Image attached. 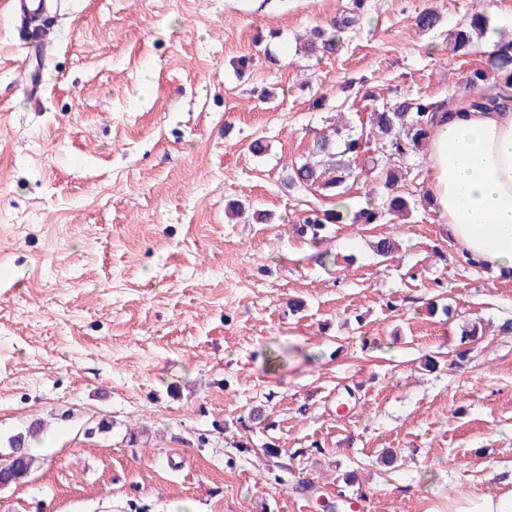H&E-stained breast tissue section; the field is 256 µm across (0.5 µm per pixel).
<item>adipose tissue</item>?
I'll return each instance as SVG.
<instances>
[{
	"label": "adipose tissue",
	"mask_w": 512,
	"mask_h": 512,
	"mask_svg": "<svg viewBox=\"0 0 512 512\" xmlns=\"http://www.w3.org/2000/svg\"><path fill=\"white\" fill-rule=\"evenodd\" d=\"M429 197L449 239L490 277L512 279V103L439 109L431 127Z\"/></svg>",
	"instance_id": "obj_1"
}]
</instances>
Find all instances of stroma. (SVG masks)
Here are the masks:
<instances>
[{
    "label": "stroma",
    "instance_id": "stroma-1",
    "mask_svg": "<svg viewBox=\"0 0 512 512\" xmlns=\"http://www.w3.org/2000/svg\"><path fill=\"white\" fill-rule=\"evenodd\" d=\"M12 3L0 454L43 431L0 512H439L512 491V280L462 262L425 202L427 153L400 163L409 216L315 240L305 213L358 206L378 169L355 158L340 199L282 182L331 123L469 98L491 50L459 56L448 32L477 11L511 36L512 0H67L36 102ZM425 9L442 23L420 33ZM348 16L334 54L297 52Z\"/></svg>",
    "mask_w": 512,
    "mask_h": 512
}]
</instances>
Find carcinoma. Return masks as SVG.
Wrapping results in <instances>:
<instances>
[{
	"label": "carcinoma",
	"mask_w": 512,
	"mask_h": 512,
	"mask_svg": "<svg viewBox=\"0 0 512 512\" xmlns=\"http://www.w3.org/2000/svg\"><path fill=\"white\" fill-rule=\"evenodd\" d=\"M487 22L484 14L476 12L463 25L449 30L448 40L453 51L461 55L468 54L474 46V39L480 37ZM413 23L420 31H430L440 25L441 16L433 10H423L415 16ZM338 42L339 35L336 32L315 28L303 44V53L307 56L332 54L336 52ZM490 66L497 72L496 92L472 103V106L485 110L497 106L501 99L500 91L512 88V55L498 50L492 54ZM437 110V105L425 97L400 98L387 103L380 110L373 109L368 116V123L381 137L379 149L390 157L403 160L418 153L422 145L429 142L433 115ZM338 141L344 146L340 153L336 152ZM365 151H370L369 139L354 137L350 134V129L335 126L331 134L315 140L309 159L291 166L285 183L289 186H316L335 193L343 188L347 180L354 177L350 162L340 160L338 156ZM397 172V167L389 163L382 169L385 195L368 197L366 205L352 214L337 208L323 211L312 209L299 225V232L316 239L329 224L347 221L352 224H376L386 213L394 215L409 212L410 201L394 192L398 180ZM40 433L41 428L33 426L26 433H18L11 438L9 457L5 462H0L1 486L17 484L29 475L34 459L26 451L27 439Z\"/></svg>",
	"instance_id": "carcinoma-1"
}]
</instances>
